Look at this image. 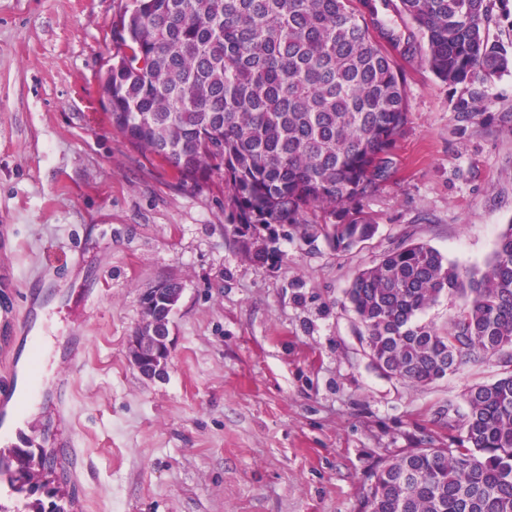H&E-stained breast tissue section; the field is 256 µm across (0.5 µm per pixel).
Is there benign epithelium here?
<instances>
[{"mask_svg":"<svg viewBox=\"0 0 512 512\" xmlns=\"http://www.w3.org/2000/svg\"><path fill=\"white\" fill-rule=\"evenodd\" d=\"M182 293V285L166 279L142 294L143 317L129 338L128 357L144 378H162L167 374L171 358L169 319L177 310Z\"/></svg>","mask_w":512,"mask_h":512,"instance_id":"7a95c632","label":"benign epithelium"}]
</instances>
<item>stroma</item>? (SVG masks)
I'll return each instance as SVG.
<instances>
[{
	"instance_id": "stroma-1",
	"label": "stroma",
	"mask_w": 512,
	"mask_h": 512,
	"mask_svg": "<svg viewBox=\"0 0 512 512\" xmlns=\"http://www.w3.org/2000/svg\"><path fill=\"white\" fill-rule=\"evenodd\" d=\"M129 2L0 0V342L38 277L48 335L85 344L72 402L56 415L46 390L33 428L48 456L68 421L87 465L39 480L73 512H359L386 462L461 447L467 390L504 371L493 357L425 386L378 372L345 291L404 243L485 266L512 223V71L465 121V86L424 49L396 54L409 122L364 202L376 233L346 252L283 240L259 266L226 229L223 184L180 185L104 117L110 23ZM169 278L184 287L172 359L148 380L127 341L142 293Z\"/></svg>"
}]
</instances>
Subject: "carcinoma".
<instances>
[{
	"label": "carcinoma",
	"instance_id": "1",
	"mask_svg": "<svg viewBox=\"0 0 512 512\" xmlns=\"http://www.w3.org/2000/svg\"><path fill=\"white\" fill-rule=\"evenodd\" d=\"M512 0H399L438 79L469 86L474 116L487 75L512 69L490 39L493 5ZM116 53L100 88L131 147L179 182L224 175V210L240 249L280 259L276 228L323 236L337 251L371 237L363 201L388 179L408 123L388 47L409 40L377 0H132L116 15ZM466 302L448 327L420 315L443 296ZM374 367L425 385L493 356L512 366V223L481 271L425 243L399 246L345 292ZM465 448H417L375 474L361 512H512V370L466 394Z\"/></svg>",
	"mask_w": 512,
	"mask_h": 512
}]
</instances>
